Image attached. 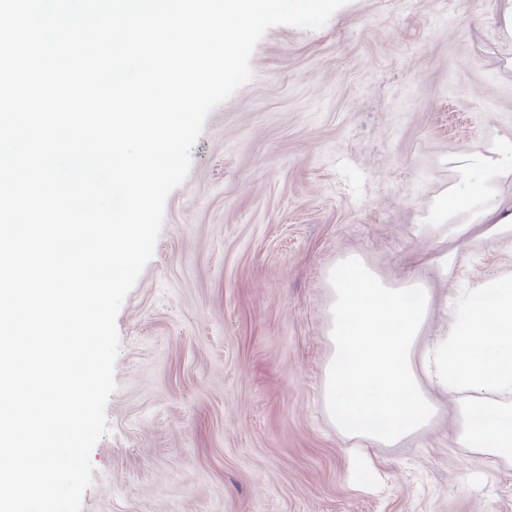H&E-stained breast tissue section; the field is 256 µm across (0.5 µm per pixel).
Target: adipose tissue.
<instances>
[{
	"mask_svg": "<svg viewBox=\"0 0 512 512\" xmlns=\"http://www.w3.org/2000/svg\"><path fill=\"white\" fill-rule=\"evenodd\" d=\"M487 190L466 184L443 220L457 211L478 224H512L486 204ZM334 345L327 366L325 402L330 419L347 437L392 445L429 426L437 406L422 387L464 393L454 413L460 442L512 455V278L492 280L472 292L450 334L418 352L417 339L433 302L430 288L411 278L393 288L376 278L358 257L345 258L329 276Z\"/></svg>",
	"mask_w": 512,
	"mask_h": 512,
	"instance_id": "adipose-tissue-1",
	"label": "adipose tissue"
}]
</instances>
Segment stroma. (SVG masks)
Listing matches in <instances>:
<instances>
[{
  "label": "stroma",
  "instance_id": "35a3bbf8",
  "mask_svg": "<svg viewBox=\"0 0 512 512\" xmlns=\"http://www.w3.org/2000/svg\"><path fill=\"white\" fill-rule=\"evenodd\" d=\"M504 9L348 0L321 28L265 33L251 80L208 116L119 310L110 432L82 512H512V456L458 442V395L431 389L424 433L367 445L372 485L351 481L355 441L324 404L329 273L344 258L392 286L427 279L423 348L471 291L512 275L511 233L464 211L465 236L436 227L468 182L512 204V181L474 163L512 140Z\"/></svg>",
  "mask_w": 512,
  "mask_h": 512
}]
</instances>
